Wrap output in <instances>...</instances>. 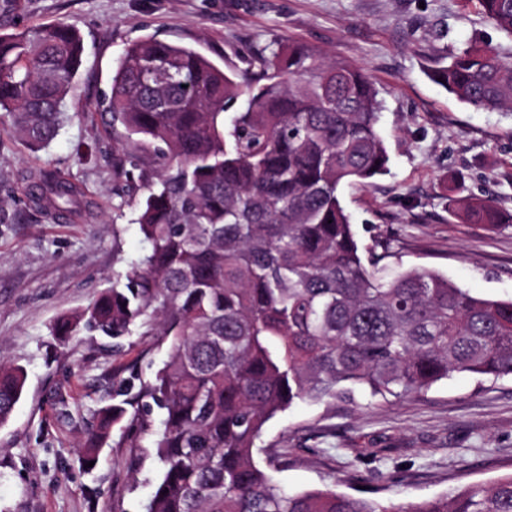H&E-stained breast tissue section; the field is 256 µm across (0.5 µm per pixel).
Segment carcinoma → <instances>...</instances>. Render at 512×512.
Returning a JSON list of instances; mask_svg holds the SVG:
<instances>
[{
	"instance_id": "carcinoma-1",
	"label": "carcinoma",
	"mask_w": 512,
	"mask_h": 512,
	"mask_svg": "<svg viewBox=\"0 0 512 512\" xmlns=\"http://www.w3.org/2000/svg\"><path fill=\"white\" fill-rule=\"evenodd\" d=\"M467 2L512 36V0ZM83 51L64 22L0 34V115L29 149L58 135ZM432 77L476 110L512 111V62L490 47L440 59ZM103 103L138 179H151L138 218L150 251L124 287L54 333L73 335L82 320L112 339L143 329L167 357L153 380L97 411L84 462L123 422L153 436L162 466L148 512H512V474L396 505L290 493L257 460L266 424L299 401L401 398L455 373L512 379V299L426 268L386 278L389 243L359 246L340 189L389 164L368 74L294 41L229 75L148 37L125 47ZM29 201L61 216L81 205L55 173ZM448 208L465 224L512 223L489 198L458 193ZM24 384L21 368L0 366V425ZM152 404L159 431L144 417Z\"/></svg>"
}]
</instances>
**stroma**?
<instances>
[{"label":"stroma","mask_w":512,"mask_h":512,"mask_svg":"<svg viewBox=\"0 0 512 512\" xmlns=\"http://www.w3.org/2000/svg\"><path fill=\"white\" fill-rule=\"evenodd\" d=\"M63 21L84 53L77 93L59 136L31 151L0 120V364L25 371V386L0 426V512H147L160 468L150 437L113 428L93 469L78 443L113 385L151 381L166 357L155 337L110 342L82 331L62 341L61 317L123 287L149 245L136 218L143 182L99 105L122 50L157 37L193 47L224 71L253 55L303 41L362 67L382 104L389 170L367 187L340 190L363 247L389 242L385 274L432 269L460 287L512 298V224L488 231L448 212V191L491 195L512 211V112L475 110L434 83L441 58L488 46L512 61V36L465 0H0V28L19 32ZM82 194L66 220L22 202L40 171ZM65 387L73 423L52 394ZM260 464L282 460L291 491L365 492L385 502L422 500L512 474V380L461 373L390 401L297 403L258 442Z\"/></svg>","instance_id":"obj_1"}]
</instances>
